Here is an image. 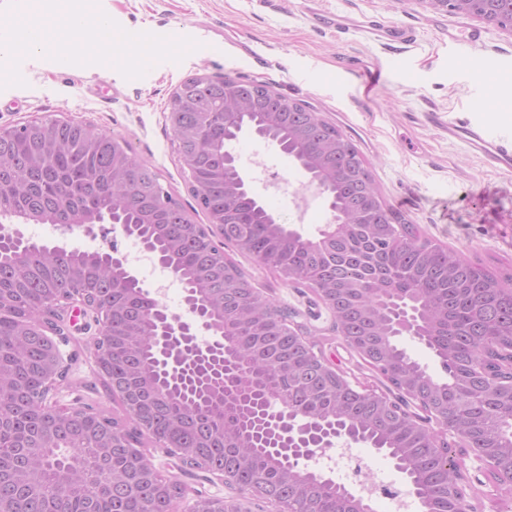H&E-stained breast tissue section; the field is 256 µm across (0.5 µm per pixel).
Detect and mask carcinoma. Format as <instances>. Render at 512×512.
Listing matches in <instances>:
<instances>
[{"label": "carcinoma", "mask_w": 512, "mask_h": 512, "mask_svg": "<svg viewBox=\"0 0 512 512\" xmlns=\"http://www.w3.org/2000/svg\"><path fill=\"white\" fill-rule=\"evenodd\" d=\"M471 11L488 12L504 27L512 24V0H478ZM192 93L196 110L179 117L184 137L177 150L197 188V206L209 216L225 215L224 239L259 264L285 273L291 283L321 289L337 327L362 340L373 371L389 383L395 401L324 374L321 348L314 341L298 342L275 305L258 316L246 273L209 246L206 229L184 222L183 205L170 206L174 197L152 167L127 158L116 171L113 137L46 119L0 139V225L31 224L50 215L66 224L76 217L93 221L118 209L133 233L163 252L183 287L194 291L210 325L232 326L235 335L224 337V351H214L205 366L185 355L154 374L152 294L138 280L113 287L125 271L102 251L1 236L0 376L13 385L15 398L0 406V502L22 512H91L100 500L105 512H170L184 496L177 480L154 473L140 451L143 434L105 409L75 408L71 424L45 443L39 439L46 421L41 370L48 356L30 324L50 314L59 298L85 294L107 316L98 346L115 352L112 375L135 390L134 402L151 421L156 443L190 448L191 461L233 471L244 487L264 486L277 512H352L346 488L317 472L308 481L292 466L288 442L275 436L265 413V407L283 404L322 420L326 436L348 430L387 450L428 512H456L453 492L464 476L449 466V454L491 445L506 456L512 448V404L502 397L512 386V373L499 359L512 348V277L499 278L421 238L416 225L386 205L366 213L364 224L312 239L271 223L253 198L230 196L224 140L202 138L213 125H237L222 113L221 84L195 86ZM281 112L278 137L317 158L313 172L336 209L357 205L359 181L345 174L350 159L359 156L352 141L334 127L288 111L286 97ZM337 138L338 149L318 150ZM403 307L420 314V341L442 366L439 396L461 417L453 424L461 434L457 442L425 432L407 411L403 388L424 392L427 386L415 375L420 365L387 335V320ZM481 363L487 379L476 390L472 368ZM106 436L115 441V480L103 500L100 473L106 465L99 442ZM32 459L39 465L37 479L21 495L13 472Z\"/></svg>", "instance_id": "carcinoma-1"}]
</instances>
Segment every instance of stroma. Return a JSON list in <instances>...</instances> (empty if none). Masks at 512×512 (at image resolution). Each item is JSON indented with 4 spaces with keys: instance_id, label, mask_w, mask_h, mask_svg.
Here are the masks:
<instances>
[{
    "instance_id": "stroma-1",
    "label": "stroma",
    "mask_w": 512,
    "mask_h": 512,
    "mask_svg": "<svg viewBox=\"0 0 512 512\" xmlns=\"http://www.w3.org/2000/svg\"><path fill=\"white\" fill-rule=\"evenodd\" d=\"M122 29L159 36L189 37L202 49L181 62L160 61L145 76L126 79L119 71L86 72L75 65L24 57L23 85L0 89V127L34 118L85 122L124 139L136 159L151 164L163 186L184 207L194 199L166 120L178 85L196 74L229 76L270 84L280 94L323 113L357 147L387 205L423 237L462 252L498 275L512 274V171L486 168L461 142L441 129L448 121L488 122L512 129V85L491 84L479 72L500 58L512 60V34L483 21L434 11L423 0H99ZM353 21L338 33L316 21L319 13ZM378 17L412 30L411 43L391 46L365 29ZM480 32L484 46L473 52L463 28ZM380 68L382 81L364 94L359 73ZM239 161L253 156L307 184L291 157L259 137L245 134L227 143ZM224 251L256 288L320 337L349 380L375 384L374 374L330 330V316L310 289L283 282L254 257L233 246ZM93 332L79 331L64 402L120 407L106 395L90 359ZM145 448L162 474L185 487L186 499L201 491H228L212 474L178 467L175 459Z\"/></svg>"
}]
</instances>
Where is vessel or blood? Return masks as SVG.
Masks as SVG:
<instances>
[{"label": "vessel or blood", "instance_id": "b4317fda", "mask_svg": "<svg viewBox=\"0 0 512 512\" xmlns=\"http://www.w3.org/2000/svg\"><path fill=\"white\" fill-rule=\"evenodd\" d=\"M444 131L449 140L465 143L490 168L512 169V133L482 123L452 121Z\"/></svg>", "mask_w": 512, "mask_h": 512}]
</instances>
